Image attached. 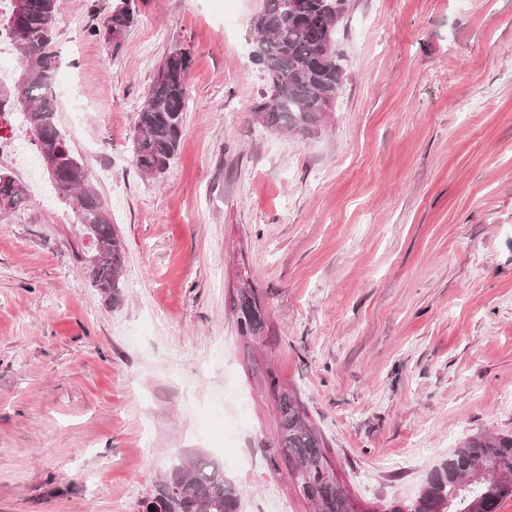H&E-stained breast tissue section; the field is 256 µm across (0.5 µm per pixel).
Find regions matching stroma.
Masks as SVG:
<instances>
[{"instance_id":"1","label":"stroma","mask_w":512,"mask_h":512,"mask_svg":"<svg viewBox=\"0 0 512 512\" xmlns=\"http://www.w3.org/2000/svg\"><path fill=\"white\" fill-rule=\"evenodd\" d=\"M63 0L56 86L77 85V154L125 250L122 300L80 268L57 195L0 213V512H136L204 457L241 512H309L265 444L272 364L353 498L413 500L467 438L512 433V0H349L326 128L268 132L250 57L262 0ZM189 48L178 154L130 135L159 67ZM247 274L266 344L239 336ZM112 14L104 23V39L117 48L132 28L139 10V0H117Z\"/></svg>"}]
</instances>
